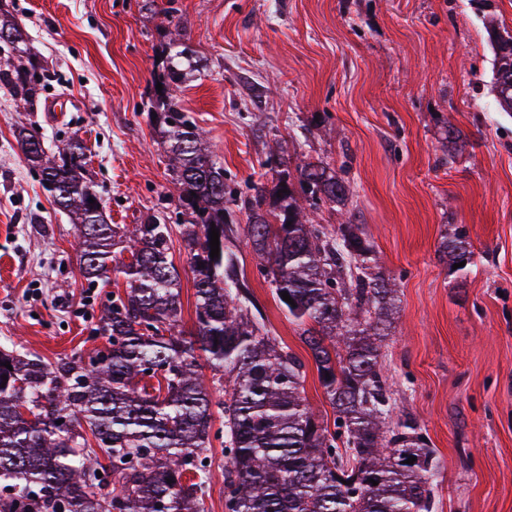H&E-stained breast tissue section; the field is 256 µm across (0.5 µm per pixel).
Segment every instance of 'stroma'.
Segmentation results:
<instances>
[{
  "label": "stroma",
  "instance_id": "obj_1",
  "mask_svg": "<svg viewBox=\"0 0 512 512\" xmlns=\"http://www.w3.org/2000/svg\"><path fill=\"white\" fill-rule=\"evenodd\" d=\"M45 61L47 91L19 112L0 89V345L48 360L104 345L95 328L112 284L88 285L76 227L15 140L35 123L48 144L80 137L114 224L163 215L191 331L195 289L168 161L149 118L161 58L200 59L176 96L231 188L271 183L287 142L297 167L322 160L349 188L323 224L362 225L398 309L380 362L392 422L413 418L440 461L433 512H512V113L491 87V25L512 0H6ZM64 98L65 108L50 105ZM460 134L449 159L443 131ZM462 231L466 275L439 252ZM235 251L272 337L305 363L304 395L334 412L311 353L261 277Z\"/></svg>",
  "mask_w": 512,
  "mask_h": 512
}]
</instances>
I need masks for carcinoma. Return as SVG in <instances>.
<instances>
[{"instance_id": "cac0c4a2", "label": "carcinoma", "mask_w": 512, "mask_h": 512, "mask_svg": "<svg viewBox=\"0 0 512 512\" xmlns=\"http://www.w3.org/2000/svg\"><path fill=\"white\" fill-rule=\"evenodd\" d=\"M5 24L15 40L0 41V85L26 109L43 89L44 69L23 63L26 27L1 15ZM491 37L495 99L512 112V32L493 26ZM196 66L187 48L167 56L162 90L151 102L195 286L194 330L187 336L177 331L181 279L168 255L171 225L108 223L89 202L102 197L86 177L83 140L70 139L50 157L38 128L15 132L46 191L48 182L59 183L52 198L76 224L85 279L94 284L112 274L125 289L112 293L99 320L107 345L87 356L51 363L0 346V383L8 376L0 386V512H204L206 460L215 440L226 460L224 512H431L435 451L409 419L384 431L392 392L380 350L392 289L360 225L311 218L321 203L347 200L345 182L321 161L293 176L280 145L272 189L229 188L224 166L209 156L202 131L176 101ZM231 206L245 211L248 224L224 220ZM213 227L216 258L210 257ZM242 230L259 273L311 351L336 412L331 426L302 396V360L269 336L263 316L251 313L257 303L234 250ZM441 248L450 264L471 263L464 234ZM284 291L296 306L283 300ZM216 408L223 415L217 430ZM63 417L71 423L66 431L56 424ZM412 455L417 460L405 463Z\"/></svg>"}]
</instances>
